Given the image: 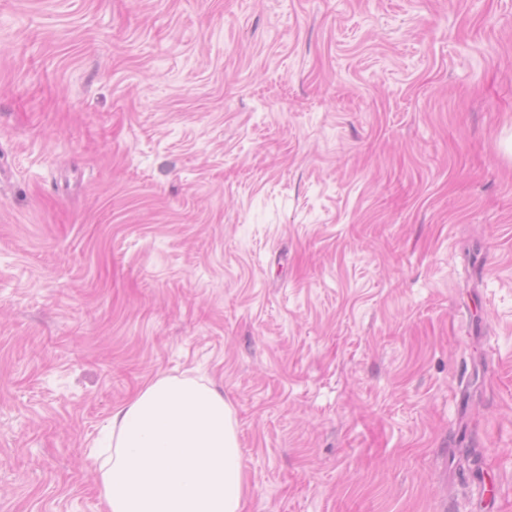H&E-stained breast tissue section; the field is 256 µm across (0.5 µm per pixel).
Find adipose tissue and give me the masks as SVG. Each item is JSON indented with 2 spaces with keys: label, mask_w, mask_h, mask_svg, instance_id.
<instances>
[{
  "label": "adipose tissue",
  "mask_w": 512,
  "mask_h": 512,
  "mask_svg": "<svg viewBox=\"0 0 512 512\" xmlns=\"http://www.w3.org/2000/svg\"><path fill=\"white\" fill-rule=\"evenodd\" d=\"M105 433L106 512H242L249 487L234 411L217 388L156 377L113 407Z\"/></svg>",
  "instance_id": "ef3b65f1"
}]
</instances>
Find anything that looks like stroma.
Segmentation results:
<instances>
[{
	"label": "stroma",
	"instance_id": "35a3bbf8",
	"mask_svg": "<svg viewBox=\"0 0 512 512\" xmlns=\"http://www.w3.org/2000/svg\"><path fill=\"white\" fill-rule=\"evenodd\" d=\"M511 137L512 0H0V512L159 375L243 512H512Z\"/></svg>",
	"mask_w": 512,
	"mask_h": 512
}]
</instances>
